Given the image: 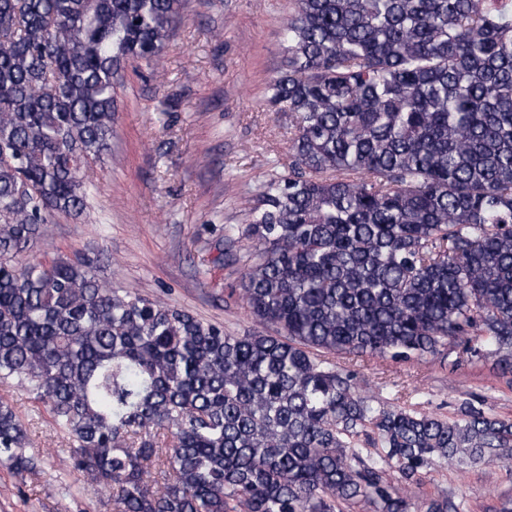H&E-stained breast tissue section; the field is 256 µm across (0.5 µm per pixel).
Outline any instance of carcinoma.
<instances>
[{
	"label": "carcinoma",
	"mask_w": 512,
	"mask_h": 512,
	"mask_svg": "<svg viewBox=\"0 0 512 512\" xmlns=\"http://www.w3.org/2000/svg\"><path fill=\"white\" fill-rule=\"evenodd\" d=\"M180 0H0V383L67 442L112 512H459L408 489L512 460V420L362 391L340 358L492 360L512 386V0H294L286 176L251 222L242 336L31 256L89 206L130 60L157 63ZM0 399V460L41 471Z\"/></svg>",
	"instance_id": "carcinoma-1"
}]
</instances>
